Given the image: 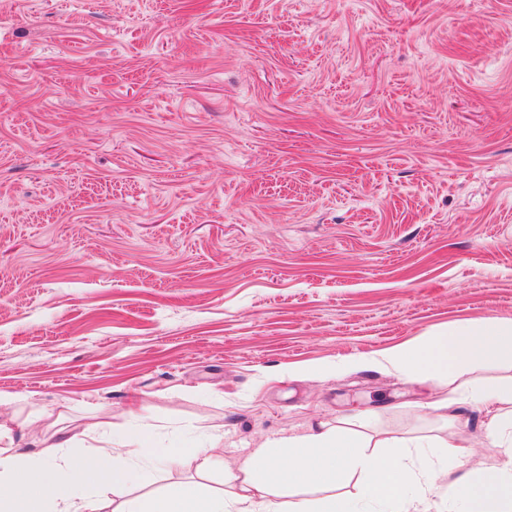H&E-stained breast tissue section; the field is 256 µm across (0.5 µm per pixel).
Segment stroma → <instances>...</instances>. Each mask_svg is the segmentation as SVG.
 Returning <instances> with one entry per match:
<instances>
[{
	"instance_id": "stroma-1",
	"label": "stroma",
	"mask_w": 512,
	"mask_h": 512,
	"mask_svg": "<svg viewBox=\"0 0 512 512\" xmlns=\"http://www.w3.org/2000/svg\"><path fill=\"white\" fill-rule=\"evenodd\" d=\"M512 319V0H0V422L454 438L444 380L350 368ZM336 364L331 375L315 371Z\"/></svg>"
}]
</instances>
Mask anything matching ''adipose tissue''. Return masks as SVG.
Wrapping results in <instances>:
<instances>
[{
  "label": "adipose tissue",
  "mask_w": 512,
  "mask_h": 512,
  "mask_svg": "<svg viewBox=\"0 0 512 512\" xmlns=\"http://www.w3.org/2000/svg\"><path fill=\"white\" fill-rule=\"evenodd\" d=\"M512 361V321L462 322L424 340L397 347L381 364L408 378L445 379L462 404L490 417L488 438L498 453L479 475L459 476L443 487L438 476L466 450L433 437L388 441L386 452L368 450L347 430L328 426L316 433L266 440L251 450L234 475L238 490L172 486L128 494L143 466L169 468L192 457L204 470L219 465L209 446L218 433L162 445L152 427L138 422L104 433L89 456L71 453L63 432L40 436L16 451L12 430L0 423V512H98L102 490L122 492L113 512H512V375L481 378L495 361ZM362 477L358 497L335 487ZM325 489L317 499H292L301 489Z\"/></svg>",
  "instance_id": "obj_1"
}]
</instances>
